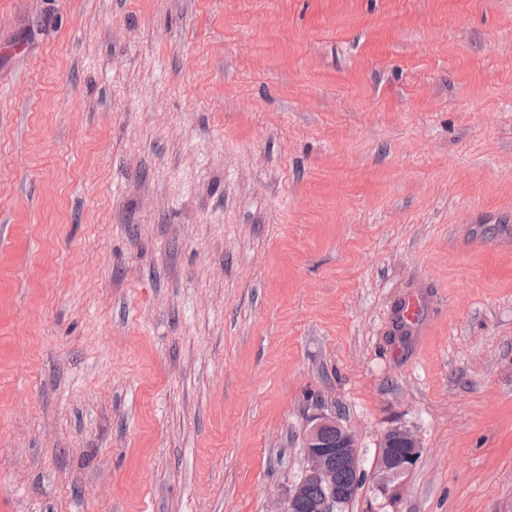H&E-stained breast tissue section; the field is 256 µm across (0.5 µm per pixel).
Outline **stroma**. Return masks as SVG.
<instances>
[{"mask_svg":"<svg viewBox=\"0 0 512 512\" xmlns=\"http://www.w3.org/2000/svg\"><path fill=\"white\" fill-rule=\"evenodd\" d=\"M506 225L512 0H0V512H512ZM423 303L416 297H408L396 304V317L401 325L408 326L417 324L420 320V312ZM334 428L335 432L332 429ZM327 429L323 434V431ZM335 445V448H326ZM358 441L355 435L336 420L326 417L315 419L305 438L307 466L303 474L312 480L322 493L315 498L305 499L300 491V484L288 493L281 512H343L349 500H353L358 493L356 475L361 478L362 468L358 450ZM351 470L342 472L340 479L338 467ZM356 474V475H355ZM311 481H307L304 490L308 496L319 493V489ZM421 455L415 436L406 428L393 426L382 436L376 451L372 473V491L389 496L391 485L416 466Z\"/></svg>","mask_w":512,"mask_h":512,"instance_id":"1","label":"stroma"}]
</instances>
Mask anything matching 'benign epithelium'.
I'll use <instances>...</instances> for the list:
<instances>
[{
    "label": "benign epithelium",
    "instance_id": "benign-epithelium-1",
    "mask_svg": "<svg viewBox=\"0 0 512 512\" xmlns=\"http://www.w3.org/2000/svg\"><path fill=\"white\" fill-rule=\"evenodd\" d=\"M333 428L336 445L325 447L323 431ZM307 466L304 477L312 480L322 493L306 499L295 487L288 493L281 512H343L348 501L358 493V485H347L340 479L338 467L343 466L356 475L362 468L355 435L336 420L326 417L315 419L305 438ZM421 455L415 436L406 428L393 426L382 436L376 451L372 473V491L382 497L389 496L391 485L416 466Z\"/></svg>",
    "mask_w": 512,
    "mask_h": 512
}]
</instances>
